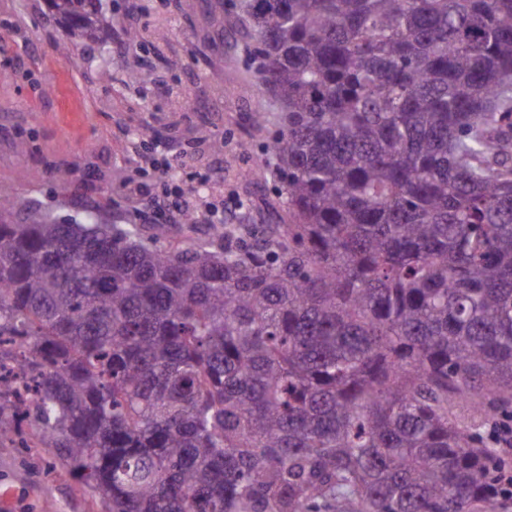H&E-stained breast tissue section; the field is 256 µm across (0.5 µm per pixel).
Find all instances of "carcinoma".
<instances>
[{"label":"carcinoma","instance_id":"obj_1","mask_svg":"<svg viewBox=\"0 0 512 512\" xmlns=\"http://www.w3.org/2000/svg\"><path fill=\"white\" fill-rule=\"evenodd\" d=\"M48 3L112 29L101 0ZM239 10L288 219L165 246L0 202V440L32 412L106 512H496L512 0ZM13 356L32 378L9 401Z\"/></svg>","mask_w":512,"mask_h":512}]
</instances>
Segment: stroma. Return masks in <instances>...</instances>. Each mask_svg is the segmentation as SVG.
<instances>
[{
    "label": "stroma",
    "mask_w": 512,
    "mask_h": 512,
    "mask_svg": "<svg viewBox=\"0 0 512 512\" xmlns=\"http://www.w3.org/2000/svg\"><path fill=\"white\" fill-rule=\"evenodd\" d=\"M103 5L112 35L90 47L53 22L46 0H0V196L26 200L15 221L92 213L167 244L207 238L209 225L162 223L149 197L129 195L137 182L159 189L137 163L153 152L191 188L197 210L215 204L237 224L277 222L284 197L272 177L244 178L267 159L255 115L272 123L279 112L256 81L234 5L220 28L208 0ZM216 138L223 152L212 150ZM45 455L0 444V489L12 491L0 512H105L65 464L47 472Z\"/></svg>",
    "instance_id": "obj_1"
}]
</instances>
